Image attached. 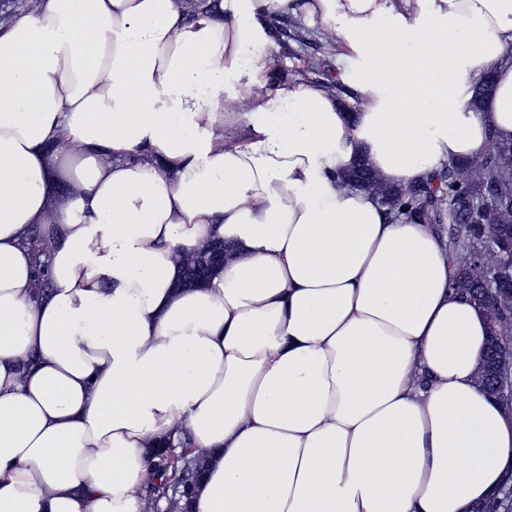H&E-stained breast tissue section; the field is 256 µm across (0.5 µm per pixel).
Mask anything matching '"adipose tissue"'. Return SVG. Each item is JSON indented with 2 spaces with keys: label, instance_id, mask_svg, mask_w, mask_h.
Returning <instances> with one entry per match:
<instances>
[{
  "label": "adipose tissue",
  "instance_id": "1",
  "mask_svg": "<svg viewBox=\"0 0 512 512\" xmlns=\"http://www.w3.org/2000/svg\"><path fill=\"white\" fill-rule=\"evenodd\" d=\"M283 16L343 39L341 92L265 87ZM493 139L512 0H39L0 24V512H166L152 463L183 441L186 512L487 501L512 470L489 319L435 225L338 177L364 155L405 186ZM219 251H224V242L186 258L184 260L186 282L193 284L205 278L214 264L211 260L212 255Z\"/></svg>",
  "mask_w": 512,
  "mask_h": 512
}]
</instances>
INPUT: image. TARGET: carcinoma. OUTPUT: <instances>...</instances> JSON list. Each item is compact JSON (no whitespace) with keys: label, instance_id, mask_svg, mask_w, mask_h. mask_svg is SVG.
<instances>
[{"label":"carcinoma","instance_id":"1","mask_svg":"<svg viewBox=\"0 0 512 512\" xmlns=\"http://www.w3.org/2000/svg\"><path fill=\"white\" fill-rule=\"evenodd\" d=\"M276 31L283 51L294 54L291 43L303 42L302 37L286 25ZM494 85L493 76H487L475 87L471 105L479 106ZM340 182L372 192L394 214L415 217L448 232L452 288L468 301H481L485 278L500 275L487 308L495 333L487 342L482 381L497 401L512 409V278L507 266L512 254V142L493 139L481 158L452 163L425 180L402 187L383 183L369 161L360 157ZM222 250L221 243L186 258V282L205 278L213 266L212 255ZM201 465L192 448H182L173 457L166 449L158 450L150 494L158 498L184 494L186 488L195 487ZM473 512H512V473L505 476L500 492Z\"/></svg>","mask_w":512,"mask_h":512}]
</instances>
